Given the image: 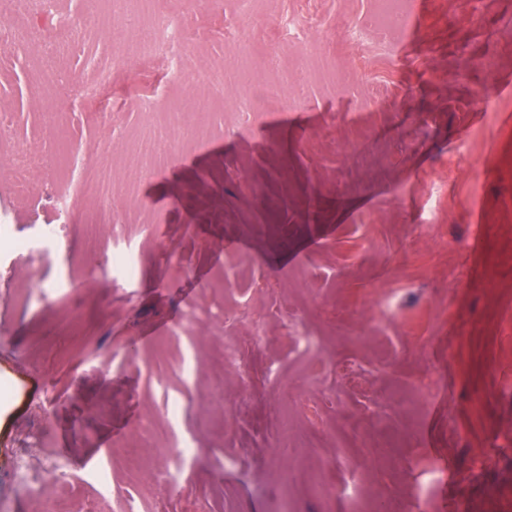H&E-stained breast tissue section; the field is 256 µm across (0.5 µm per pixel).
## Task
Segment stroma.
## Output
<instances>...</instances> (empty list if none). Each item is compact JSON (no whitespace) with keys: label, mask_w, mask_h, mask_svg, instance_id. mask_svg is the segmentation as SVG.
Instances as JSON below:
<instances>
[{"label":"stroma","mask_w":512,"mask_h":512,"mask_svg":"<svg viewBox=\"0 0 512 512\" xmlns=\"http://www.w3.org/2000/svg\"><path fill=\"white\" fill-rule=\"evenodd\" d=\"M372 2L160 0L145 28L201 34L175 85L120 33L135 0H57L53 76L56 14L33 18L0 79L9 145L50 150L24 194L0 159L17 289L0 299V504L40 512L10 473L48 393L59 512H459L462 491L468 512H512V0H416L400 42L367 30L364 67L342 29ZM116 55L112 112L75 89ZM266 59L321 67L300 98L243 111ZM216 63L209 111L167 132ZM75 181L98 192L32 267ZM228 340L242 366L216 383Z\"/></svg>","instance_id":"stroma-1"}]
</instances>
